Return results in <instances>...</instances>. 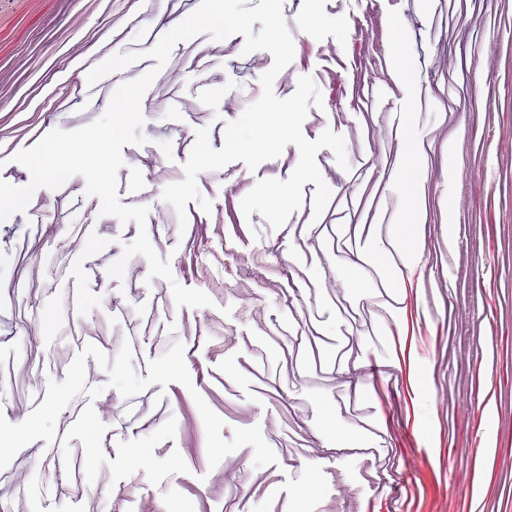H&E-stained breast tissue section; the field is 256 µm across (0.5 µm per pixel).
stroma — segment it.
Returning <instances> with one entry per match:
<instances>
[{
  "mask_svg": "<svg viewBox=\"0 0 512 512\" xmlns=\"http://www.w3.org/2000/svg\"><path fill=\"white\" fill-rule=\"evenodd\" d=\"M199 0H29L13 30L0 33V179L23 187L29 171L14 155L48 132L72 131L101 117L115 90L149 70L157 75L141 100V146L123 147L117 175L122 204L148 207L151 243L187 287L221 295L213 306L177 307L169 284L149 278L142 256L123 279L108 269L136 223L101 214L82 177L37 189L25 211L0 223V414L26 419L63 381L86 345L111 354L130 344L136 373L147 376L159 343L181 342L193 389L152 385L124 398L108 373L87 358L96 399L76 396L60 413L53 443L22 448L0 469V512H292L327 498L326 470L362 474L361 512H471L480 424L492 425L493 481L482 512H504L496 489L512 475V366L498 361L512 335V0H284L294 41L290 65L276 77V96H291L311 76L322 108H310L305 138L330 129L345 142L348 169L333 152L316 155L330 199L314 216L303 202L280 229L259 214L244 217L243 197L262 179H287L299 160L295 145L249 169L236 161L197 177L203 212L187 204V225L162 198L183 180L182 165L208 131L221 149L227 123L261 93L273 63L245 52L242 35L202 34L174 45L164 67L146 58L88 85V71L118 53L150 49L190 15ZM482 65L481 75L461 60ZM420 142L418 194L425 234L422 257L404 266L398 237L405 222L398 171L399 140ZM368 254L355 264V254ZM253 296L268 333L257 336L233 308ZM122 310L126 323L113 312ZM367 324L348 341L352 323ZM301 327L286 340L281 324ZM200 393L224 421V439L264 416L272 448L295 457L254 467L246 446L208 464ZM105 426L102 447L146 437L168 419L174 438L154 450L179 451L187 472L151 484L144 472L113 480L101 467L84 473L79 439L66 434L85 406ZM71 476L47 498L27 486L44 460ZM238 472L247 491L234 498L222 475Z\"/></svg>",
  "mask_w": 512,
  "mask_h": 512,
  "instance_id": "1",
  "label": "stroma"
}]
</instances>
